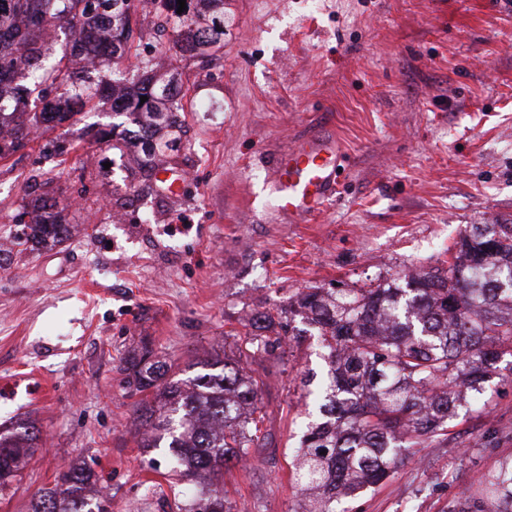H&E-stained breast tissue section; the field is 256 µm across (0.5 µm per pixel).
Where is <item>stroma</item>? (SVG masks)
Listing matches in <instances>:
<instances>
[{"instance_id":"35a3bbf8","label":"stroma","mask_w":512,"mask_h":512,"mask_svg":"<svg viewBox=\"0 0 512 512\" xmlns=\"http://www.w3.org/2000/svg\"><path fill=\"white\" fill-rule=\"evenodd\" d=\"M134 46L179 72L187 134L180 194L140 190L131 152L85 140L88 114L0 161V428L40 438L0 512H28L63 463L92 469L112 512H179L193 492L166 449L137 445L126 360L150 351L169 376L247 355L265 420L224 475L235 512H291L321 337L268 354L248 314L309 287L363 288L448 265L474 224H512V0H224V46L170 51L155 0H138ZM323 130L346 159L333 201L295 222L278 210L272 160ZM43 197L74 232L53 250L16 245L15 217ZM512 455V357L485 406L445 441L411 449L382 484L335 512H448Z\"/></svg>"}]
</instances>
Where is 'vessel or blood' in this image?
I'll return each instance as SVG.
<instances>
[{"instance_id":"vessel-or-blood-1","label":"vessel or blood","mask_w":512,"mask_h":512,"mask_svg":"<svg viewBox=\"0 0 512 512\" xmlns=\"http://www.w3.org/2000/svg\"><path fill=\"white\" fill-rule=\"evenodd\" d=\"M342 149L334 137L313 134L289 146L275 161L279 209L304 220L335 193L340 180Z\"/></svg>"}]
</instances>
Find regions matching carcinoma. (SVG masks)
<instances>
[{"label": "carcinoma", "instance_id": "cac0c4a2", "mask_svg": "<svg viewBox=\"0 0 512 512\" xmlns=\"http://www.w3.org/2000/svg\"><path fill=\"white\" fill-rule=\"evenodd\" d=\"M128 0H0V160L24 148L30 136L97 112L101 87L116 60L127 62L123 86L112 87V112L136 129L137 163L150 186L161 172L155 158L176 147L184 111L182 88L157 74L132 51ZM172 25V49L182 57L203 55L224 42V0H162ZM70 36L88 57L47 62L53 44L48 32ZM110 36L97 50L98 35ZM24 79L26 101L11 96ZM56 90L48 99L46 89ZM147 97L141 101L140 97ZM110 129L92 123L85 136L104 141ZM25 242L43 247L69 234L62 213L35 198ZM299 321L314 328L329 350L328 368L318 380L314 405L318 419L307 424L297 460L305 490L294 512H334L332 503L391 477L403 456L425 440L448 435L458 409L477 403L490 388L498 360L512 352V224H480L450 249L448 267L386 279L367 288H306L273 314L257 312L263 350L275 351L288 336L302 335ZM207 372L168 381L143 356L127 384L143 395L136 421L143 428L140 447L165 448L181 477L201 485L182 512H234L220 486L224 472L238 467L263 421L261 391L242 360L218 356L203 363ZM38 430L0 433V485L25 466ZM98 477L67 463L57 484L40 490L30 512H100L92 495ZM449 512H512V457L467 490Z\"/></svg>", "mask_w": 512, "mask_h": 512}]
</instances>
